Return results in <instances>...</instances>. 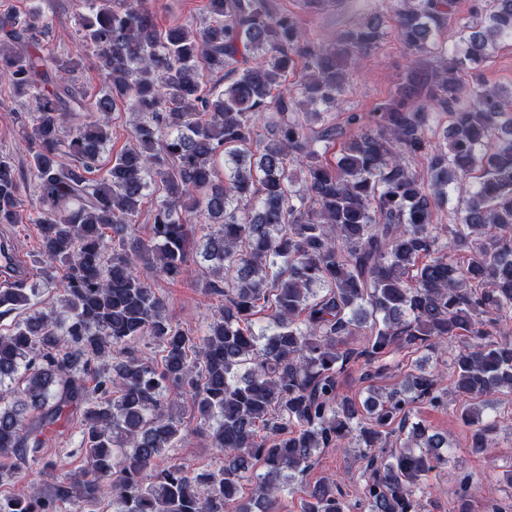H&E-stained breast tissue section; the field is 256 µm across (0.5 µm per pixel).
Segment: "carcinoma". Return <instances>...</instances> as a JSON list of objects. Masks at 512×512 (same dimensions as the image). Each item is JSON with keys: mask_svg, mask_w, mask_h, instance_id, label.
Wrapping results in <instances>:
<instances>
[{"mask_svg": "<svg viewBox=\"0 0 512 512\" xmlns=\"http://www.w3.org/2000/svg\"><path fill=\"white\" fill-rule=\"evenodd\" d=\"M87 5L81 46L96 51L107 89L93 101L71 79L78 59L44 55L37 11L0 16V80L30 112L27 170L0 154V224L22 222L20 184L33 180L36 275L65 271L59 308L0 335V459L20 486L0 493V512L106 501L112 512H224L246 480L259 512H274L281 475L297 481L320 449L351 445L365 462L354 501L324 480L303 512H418L423 476L448 464L449 442L410 411L446 405L441 377L412 365L401 385L368 389L360 408L339 379L358 362L365 379L383 378L404 367L402 352L443 355L462 337L455 391L468 401L472 452L487 451L492 428L475 400L512 391V103L459 72L477 69L490 43L512 41V0H478L460 44L411 70L374 111L349 113L357 132L334 162L336 128L316 130L297 111L319 117L336 103L347 64L387 35L389 0L331 43L272 0H207L199 25L166 28L145 0ZM454 14L455 0H401L391 27L413 53L432 54ZM297 69L298 98L281 89ZM119 102L139 119L94 181ZM437 110L448 125L433 145L425 131ZM266 119L270 138L259 131ZM418 159L431 194L411 170ZM451 191L466 201L442 239L433 213ZM199 218L210 226L201 237ZM195 254L215 274L206 290L224 298L196 334L169 320L137 271L188 281ZM35 296L25 282L0 288V318ZM140 338L161 348L160 364L130 350ZM179 398L215 448L207 469L156 466L186 436L167 410ZM76 413L83 468L36 487L27 460Z\"/></svg>", "mask_w": 512, "mask_h": 512, "instance_id": "obj_1", "label": "carcinoma"}]
</instances>
